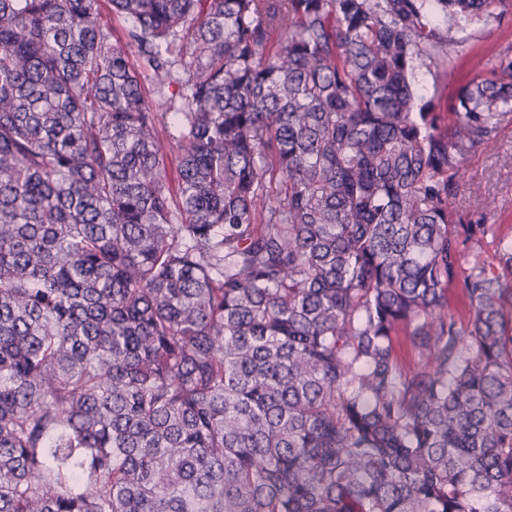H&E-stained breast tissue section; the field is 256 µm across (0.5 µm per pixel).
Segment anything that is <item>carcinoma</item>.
<instances>
[{
  "label": "carcinoma",
  "instance_id": "carcinoma-1",
  "mask_svg": "<svg viewBox=\"0 0 512 512\" xmlns=\"http://www.w3.org/2000/svg\"><path fill=\"white\" fill-rule=\"evenodd\" d=\"M100 3L0 0V512H512L506 0ZM508 1L507 12L500 20L486 25H468L463 31L453 30L449 33L454 41L465 40V50L456 61L453 72L448 73V78L438 73L433 65H428V61L426 65H419L416 80L423 88L425 100L430 102L433 111L447 112L448 100L458 88L478 78L486 61L499 49L512 44V0ZM459 182L464 187L456 206L477 220L487 213L488 224H494L496 234L512 239V121H504L496 139L478 147L463 163ZM481 183L483 200L477 201L465 192V186Z\"/></svg>",
  "mask_w": 512,
  "mask_h": 512
}]
</instances>
